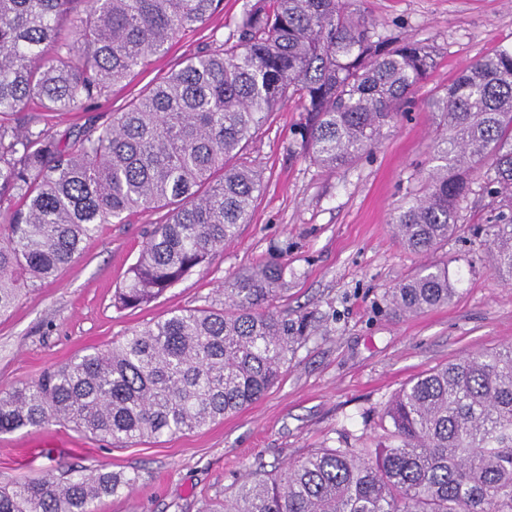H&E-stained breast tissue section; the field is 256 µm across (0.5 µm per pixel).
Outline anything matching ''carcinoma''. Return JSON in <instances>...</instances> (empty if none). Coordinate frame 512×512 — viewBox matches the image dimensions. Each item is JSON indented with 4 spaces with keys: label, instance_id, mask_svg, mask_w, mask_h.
<instances>
[{
    "label": "carcinoma",
    "instance_id": "cac0c4a2",
    "mask_svg": "<svg viewBox=\"0 0 512 512\" xmlns=\"http://www.w3.org/2000/svg\"><path fill=\"white\" fill-rule=\"evenodd\" d=\"M357 0H247L236 39L185 59L107 124L65 144L29 117L105 101L222 0H0V315L59 276L102 224L163 212L123 287L121 309L152 302L206 265L249 222L263 173L243 161L256 130L290 99L306 112L301 153L327 169L366 155L433 65L424 42L376 32ZM69 21V31L59 27ZM441 127L423 193L399 207L396 237L429 254L457 228L473 176L499 198L495 275L512 281V49L477 59L430 101ZM277 262L221 287L220 308L178 309L0 391V432L53 423L114 446L193 432L279 380L304 322L270 308ZM455 296L431 263L391 292L398 316ZM374 448H318L236 485L200 512H512V345L465 354L405 384L376 412ZM139 476L67 467L0 488V512H93Z\"/></svg>",
    "mask_w": 512,
    "mask_h": 512
}]
</instances>
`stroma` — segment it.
<instances>
[{
	"mask_svg": "<svg viewBox=\"0 0 512 512\" xmlns=\"http://www.w3.org/2000/svg\"><path fill=\"white\" fill-rule=\"evenodd\" d=\"M245 0H224L207 26L179 35L169 51L112 88L107 102L85 112L27 113L56 137L74 140L169 71L228 39ZM385 37H409L434 49L435 63L407 112L359 161L337 171L305 158L295 128L296 101L284 103L254 134L249 160L265 187L248 224L209 265L136 309H117L113 293L128 276L161 218L138 212L126 224H103L80 258L57 279L24 291L0 317V391L30 382L45 369L177 309L220 306L219 286L281 250L288 290L273 302L304 321L278 383L244 410L200 430L115 448L54 424L0 433V486L39 479L71 464L106 467L140 478L132 492L98 502L96 512H196L201 500L223 498L258 464H282L317 448H334L341 432L352 445L375 447L383 432L370 409L410 379L473 351L512 342V284L489 268L485 230L494 200L475 177L456 232L431 257L449 265L457 294L444 306L398 317L388 294L430 257L405 249L391 218L422 191L432 168L436 116L428 100L464 65L512 48V0H358Z\"/></svg>",
	"mask_w": 512,
	"mask_h": 512,
	"instance_id": "obj_1",
	"label": "stroma"
}]
</instances>
